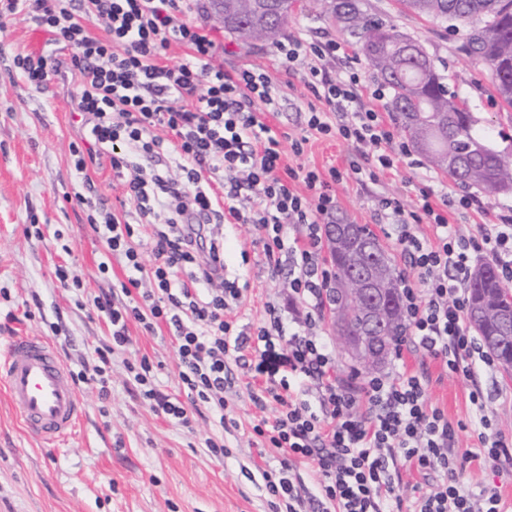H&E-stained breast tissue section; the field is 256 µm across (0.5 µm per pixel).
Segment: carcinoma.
<instances>
[{"mask_svg": "<svg viewBox=\"0 0 512 512\" xmlns=\"http://www.w3.org/2000/svg\"><path fill=\"white\" fill-rule=\"evenodd\" d=\"M294 0H210L211 10L224 13V28L248 40L276 43L282 37ZM404 8L433 20L459 22L468 27L464 51L482 61L491 72L496 91L512 107V0H400ZM330 18L355 39L359 52L391 90L389 107L411 143L456 183L478 188L490 196L512 192V166L505 163L490 134L475 127L472 113L448 91L444 78L422 45L389 22L362 8L360 0H330ZM453 153L458 166L442 157ZM351 236L377 243L373 261L384 272L390 306L380 334L394 346L405 330L399 279L378 238L359 224L349 225ZM334 266L328 303L336 331L349 336L364 332L362 298L341 289L345 256L330 252ZM467 315L487 350L512 369L507 348H512V295L502 287L495 264L479 263L467 283Z\"/></svg>", "mask_w": 512, "mask_h": 512, "instance_id": "cac0c4a2", "label": "carcinoma"}]
</instances>
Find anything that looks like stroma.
<instances>
[{
	"instance_id": "stroma-1",
	"label": "stroma",
	"mask_w": 512,
	"mask_h": 512,
	"mask_svg": "<svg viewBox=\"0 0 512 512\" xmlns=\"http://www.w3.org/2000/svg\"><path fill=\"white\" fill-rule=\"evenodd\" d=\"M288 19L286 34L304 41L335 40L349 44L350 36L336 28L324 12L306 10L307 0ZM367 10L391 20L400 32L417 40L435 60L451 92L472 112L476 126L490 131L498 150L512 162V108L497 97L491 77L480 62L469 59L463 45V26L420 18L401 9L397 0H364ZM207 23L221 44L214 62L231 72L259 67L271 77L280 95L279 112L263 119L288 133L308 137L300 164L327 171L347 166L355 151L337 138L309 132L306 120L313 94L299 75L281 68L274 45L249 42L229 33L221 19ZM50 36L25 15L0 29V339L31 332L70 337L62 354L66 364L91 358L108 329L93 307L75 303L74 291L56 277L66 267L80 278L85 296L108 291L113 277L123 274L122 261L113 258L112 272L100 274L103 247L85 213L64 196L72 189L73 166L69 145L78 140L71 117L70 86L51 81L45 91L29 87L11 68L19 53L54 51ZM332 76L357 74L363 95L381 87L373 68L356 50L327 59ZM416 171L399 163L396 174L364 187L354 178L334 185L336 215L361 224L381 238L395 270L404 260L394 239L385 237L374 217L373 199L389 194L411 203ZM39 234H32L30 226ZM224 233L225 276L247 286V301L237 314L238 327L254 333L265 321L267 303L282 301L287 279L270 280L256 232L247 224H227ZM58 331H51V323ZM133 344L129 356H148L156 363L161 388L186 399L168 330L143 332L130 323ZM408 368H427L432 382L431 402L442 408L451 424L459 425L457 454L479 446L480 427L469 394L480 389L494 428L512 443V373L501 366L478 372L474 380L446 370L441 361L422 351H404ZM85 414L67 443L50 447L27 436L0 389V512H270L269 495L254 467L275 469L279 454L259 456L252 448L251 426L261 412L242 383L227 390L228 429L216 427L209 413H196L187 427H175L155 415L136 395L121 360L112 363V393L99 398L83 387ZM222 436L228 450L213 456L205 446L210 436ZM465 483L470 492L495 490L512 508V458L497 462L467 460Z\"/></svg>"
}]
</instances>
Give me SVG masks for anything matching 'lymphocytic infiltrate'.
<instances>
[{"instance_id": "f902f5d3", "label": "lymphocytic infiltrate", "mask_w": 512, "mask_h": 512, "mask_svg": "<svg viewBox=\"0 0 512 512\" xmlns=\"http://www.w3.org/2000/svg\"><path fill=\"white\" fill-rule=\"evenodd\" d=\"M206 11L204 0H0V27L22 13L52 42L72 49L64 58L18 54L13 64L39 91L54 78L72 83L71 102L88 130L71 145L80 177L73 199L86 210L107 259L121 257L126 271L93 300L110 334L95 347L93 366L73 373V381L108 396L112 357L133 343L129 322L151 334L164 324L182 387L219 418L233 382L227 358L249 352L240 368L255 382L250 400L265 413L253 427L254 445L281 455L279 468L261 476L284 512H301V464L317 477V512H400V476L388 464L398 453L432 480L409 512H502L497 493L466 488L454 458L456 431L428 397L430 375L401 366L353 386L338 378L335 352L319 329L330 277L323 227L336 212L329 186L351 176L379 182L396 159L410 157L409 144L377 106L362 103L356 75L336 79L325 68L341 43L305 45L288 37L276 46L280 65L299 73L320 102L310 111L309 130L350 142L359 158L324 173L285 164V153L304 154L305 139L284 140L261 120V113L280 109L265 70L231 74L214 65L217 43L203 21ZM84 17L100 20L103 36L82 26ZM175 43L188 56L165 64ZM105 161L126 174L133 213L112 211L95 191L87 171ZM478 203L471 195L452 199L423 179L411 205L383 197L375 209L407 266L399 277L407 325L402 347L423 350L468 379L492 364L466 316L472 254L488 256L502 283L512 285V213L471 236L449 222V209ZM220 224L252 225L270 279L289 277L287 306L267 304L266 321L253 336L235 329L246 295L224 276V238L213 232ZM289 224L302 225L303 237L286 239ZM423 224L430 235L419 234ZM146 249L154 257L149 265L142 259ZM107 259L101 271H108ZM300 305L304 320L289 326L288 315ZM275 353L286 369L279 378L267 372ZM123 364L156 414L189 426L186 404L159 389L148 358Z\"/></svg>"}]
</instances>
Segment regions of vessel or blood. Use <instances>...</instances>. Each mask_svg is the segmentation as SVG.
Returning a JSON list of instances; mask_svg holds the SVG:
<instances>
[{
  "instance_id": "obj_1",
  "label": "vessel or blood",
  "mask_w": 512,
  "mask_h": 512,
  "mask_svg": "<svg viewBox=\"0 0 512 512\" xmlns=\"http://www.w3.org/2000/svg\"><path fill=\"white\" fill-rule=\"evenodd\" d=\"M0 384L27 435L55 445L74 435L84 404L53 342L31 334L0 344Z\"/></svg>"
}]
</instances>
